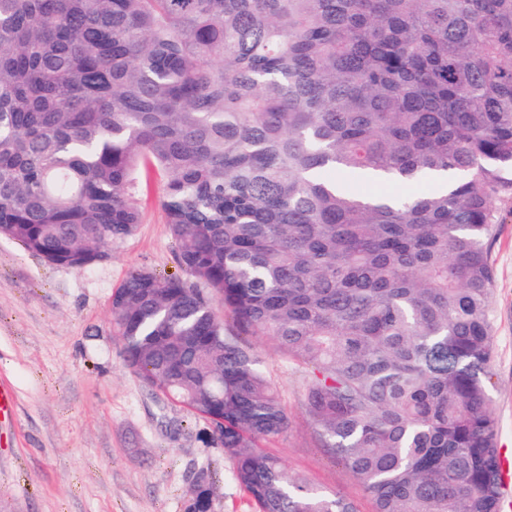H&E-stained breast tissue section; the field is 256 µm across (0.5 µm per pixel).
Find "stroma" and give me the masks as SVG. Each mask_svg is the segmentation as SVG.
Wrapping results in <instances>:
<instances>
[{
	"instance_id": "35a3bbf8",
	"label": "stroma",
	"mask_w": 512,
	"mask_h": 512,
	"mask_svg": "<svg viewBox=\"0 0 512 512\" xmlns=\"http://www.w3.org/2000/svg\"><path fill=\"white\" fill-rule=\"evenodd\" d=\"M154 183L143 218L110 259L83 270L49 264L0 236V385L15 413L0 424V512H188L200 475L210 512H256L233 461L207 436L205 418L146 384L123 362L109 327L113 292L135 270L181 269ZM493 356L489 388L502 456L512 460V213L489 243ZM261 354L288 428L259 446L290 476L374 503L350 469L323 448L304 406L305 377L267 337L239 333Z\"/></svg>"
}]
</instances>
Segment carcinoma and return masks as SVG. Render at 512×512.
Listing matches in <instances>:
<instances>
[{
    "label": "carcinoma",
    "mask_w": 512,
    "mask_h": 512,
    "mask_svg": "<svg viewBox=\"0 0 512 512\" xmlns=\"http://www.w3.org/2000/svg\"><path fill=\"white\" fill-rule=\"evenodd\" d=\"M446 170L445 188L403 198ZM512 0H0V235L85 270L160 205L176 275L112 294L124 363L210 420L258 512H357L257 447L307 375L375 512H500L488 243L512 196ZM368 187L372 191H382L411 197L424 194L428 191L430 184L426 181H414L403 185H397L391 182H380L378 184H369Z\"/></svg>",
    "instance_id": "cac0c4a2"
}]
</instances>
